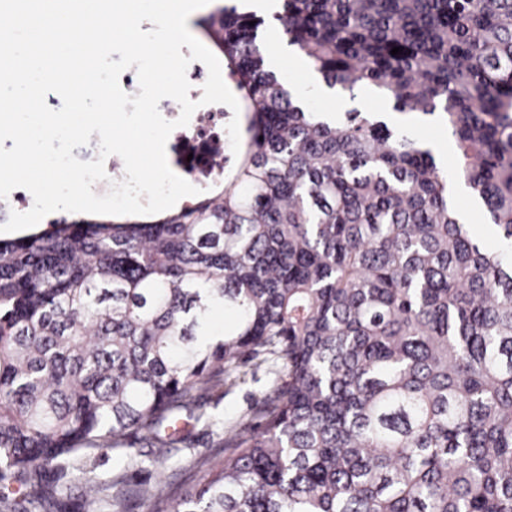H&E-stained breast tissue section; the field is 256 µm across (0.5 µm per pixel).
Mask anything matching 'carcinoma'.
<instances>
[{
	"instance_id": "obj_1",
	"label": "carcinoma",
	"mask_w": 512,
	"mask_h": 512,
	"mask_svg": "<svg viewBox=\"0 0 512 512\" xmlns=\"http://www.w3.org/2000/svg\"><path fill=\"white\" fill-rule=\"evenodd\" d=\"M278 2L327 87L442 124L451 172L371 112L312 111L264 19L224 6L246 124L224 177L158 219L0 240V512H56L65 464L82 512H512V0ZM249 361L275 379L196 460L204 481L129 489L125 440L164 468L178 421ZM279 29L270 28L267 23L264 27L263 31L259 35V44L261 49L266 57L268 64L273 68V70L283 79V81L288 86V83L294 86V82L292 79H289V70L295 68L298 73L308 82L318 80V76L314 72L313 69L308 67V65L300 59L298 54L294 51L293 55L290 56V61L288 60V52L283 56L278 64L275 63L274 54H275V44L279 41V44L285 43L288 46V43L280 36Z\"/></svg>"
}]
</instances>
